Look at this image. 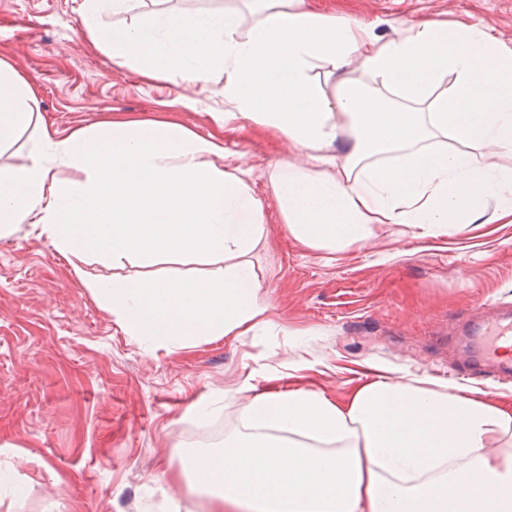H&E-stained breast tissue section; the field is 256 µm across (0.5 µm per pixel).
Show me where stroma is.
I'll return each instance as SVG.
<instances>
[{"label":"stroma","instance_id":"stroma-1","mask_svg":"<svg viewBox=\"0 0 512 512\" xmlns=\"http://www.w3.org/2000/svg\"><path fill=\"white\" fill-rule=\"evenodd\" d=\"M322 11L394 37L423 16L466 17L512 45V0H310ZM79 0H0V57L39 87L37 110L65 136L117 113L162 117L201 136L219 135L243 158V177L263 202L266 235L250 255L268 306L245 336L189 346H145L82 283L136 279L94 258L76 276L33 225L0 238V470L13 469L21 497L0 491V512H206L181 461L207 450L195 433L222 437L254 394L288 383L342 397L357 363L389 377L426 374L512 403V381L465 370L459 327L490 304L512 307V224L471 225L440 238L406 224L333 251L299 246L270 193L276 162L294 161L284 139L260 129H218L222 81H145L116 67L79 30ZM205 399L210 412L191 406Z\"/></svg>","mask_w":512,"mask_h":512}]
</instances>
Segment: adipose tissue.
Returning a JSON list of instances; mask_svg holds the SVG:
<instances>
[{
    "instance_id": "obj_1",
    "label": "adipose tissue",
    "mask_w": 512,
    "mask_h": 512,
    "mask_svg": "<svg viewBox=\"0 0 512 512\" xmlns=\"http://www.w3.org/2000/svg\"><path fill=\"white\" fill-rule=\"evenodd\" d=\"M139 0H81V34L143 78L224 80L222 124L268 126L299 162L270 178L293 239L310 249L368 239L375 224H410L437 238L483 218L512 224V47L492 28L418 20L381 40L369 25L264 0L243 31L233 5L205 15L154 10L104 26ZM359 64L368 82L327 94L313 77ZM36 89L0 58V149L36 126L29 162L0 166V237L33 224L64 255L151 267L191 255L224 262L213 278L145 276L85 286L149 345L245 336L268 310L248 259L263 207L237 158L215 138L166 119L108 120L60 137L32 105ZM351 128L345 163L333 144ZM457 150L436 146L439 138ZM362 164L354 173V164ZM57 166L77 180L57 182ZM220 454L183 473L216 512H512V405L428 376L365 375L341 398L294 387L255 394Z\"/></svg>"
}]
</instances>
